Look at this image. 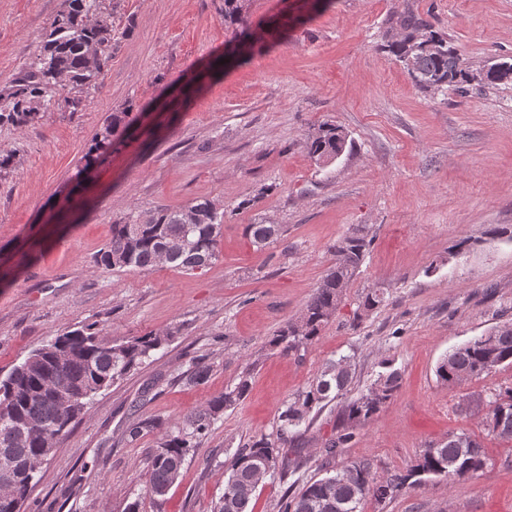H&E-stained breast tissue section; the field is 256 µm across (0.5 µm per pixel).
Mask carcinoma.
Masks as SVG:
<instances>
[{
	"label": "carcinoma",
	"mask_w": 512,
	"mask_h": 512,
	"mask_svg": "<svg viewBox=\"0 0 512 512\" xmlns=\"http://www.w3.org/2000/svg\"><path fill=\"white\" fill-rule=\"evenodd\" d=\"M246 0H224V27L231 31L227 60L215 59L212 68L245 63L263 34L247 24ZM391 30L400 34L387 42V50L406 65L417 85L424 89L454 86L463 92L472 85L473 71L461 61L448 38L432 29L420 14L408 11L391 21ZM432 43L426 49L423 44ZM112 22L101 11V0H63L46 31L40 54L23 69L12 85L0 90V100L8 106L0 111V122L26 126L39 118L58 96L76 112L82 94L98 85L111 59ZM482 71L498 83L512 73V63L490 64ZM134 121L132 110L114 112L102 133L85 154L84 170L103 163L112 141ZM345 137L337 128L322 126L311 137L309 152L317 161L340 155ZM224 224V209L209 199L194 200L176 208H155L131 215L112 225V239L96 259L104 270H144L161 262L183 271L202 270L216 257ZM283 233L279 224H248L246 234L257 246L277 241ZM186 239L190 246L165 255L174 240ZM371 244L367 227L355 224L336 241L332 251L335 264L307 301L301 317L272 336L269 344L282 351L297 352L312 343L323 325L335 315L344 288L359 271ZM172 334H147L120 342L105 341L93 324L67 331L32 351L23 362L0 379V448L12 450L19 465L30 458L48 459L69 426L100 391L112 386L152 357ZM350 357L342 356L322 366L309 387L285 404L278 416L274 435H263L237 448L233 454L224 494L216 512H249L257 489L260 468L269 464L268 477L284 479L290 466L289 434L305 422L322 404L343 396L351 380ZM512 364V324L494 328L452 349L442 358L438 377L450 384L479 378L503 364ZM400 387V375L391 371L379 376L374 387L346 405L351 426L324 443L325 456L355 437L353 426L371 420ZM249 389L247 376L208 401L205 409L188 416L175 431H166L148 465V490L162 500L180 476L185 458L197 447V439L224 410L242 400ZM488 433L512 440V388L495 394L491 410L483 419ZM161 427L154 419L130 422L122 432L127 443H135L146 431ZM487 465L482 444L471 435L452 434L448 441L429 444L405 474L384 479L373 463L363 458L334 469V474L308 482L294 493L285 492L278 512H362L366 497L377 508L405 487L422 484L429 476L443 477L454 484ZM31 487L20 484L0 493V512H20Z\"/></svg>",
	"instance_id": "obj_1"
}]
</instances>
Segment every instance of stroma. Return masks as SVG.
Returning <instances> with one entry per match:
<instances>
[{
	"label": "stroma",
	"instance_id": "35a3bbf8",
	"mask_svg": "<svg viewBox=\"0 0 512 512\" xmlns=\"http://www.w3.org/2000/svg\"><path fill=\"white\" fill-rule=\"evenodd\" d=\"M62 0H0V88L38 54ZM111 60L79 111L61 103L31 125L0 124V377L47 340L96 324L107 340L172 332L137 370L98 393L54 453L22 512H213L231 452L275 433L278 414L322 365L346 355L352 380L291 443L287 480L265 479L253 512H277L288 486L371 458L379 475L406 472L429 443L466 432L486 467L466 481L433 478L384 512H512V441L488 435L494 394L512 365L462 384L442 382L444 355L512 323V82L420 88L385 48L391 18L414 10L477 69L512 59V0H247L251 25L275 36L248 64L210 69L231 36L224 0H103ZM144 114L107 161L80 175L108 116ZM346 146L319 162L309 140L321 124ZM224 207L217 257L196 272L165 264L106 271L95 259L113 224L131 213L195 199ZM249 224H280L260 248ZM372 243L336 314L305 350L269 341L296 320L334 264L331 247L351 225ZM467 241L463 254L455 246ZM383 290L377 308L361 296ZM206 383H187L193 365ZM397 371L395 399L356 429L336 458L326 439L347 427L348 399ZM250 375L247 396L211 425L164 500L147 491L159 432L129 444L131 417L165 427ZM149 400L130 414L141 392Z\"/></svg>",
	"mask_w": 512,
	"mask_h": 512
}]
</instances>
